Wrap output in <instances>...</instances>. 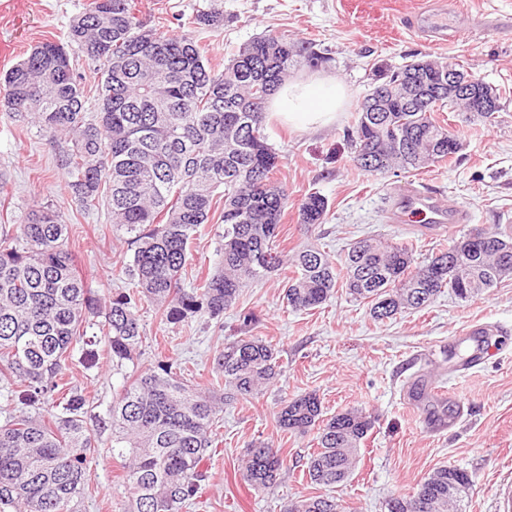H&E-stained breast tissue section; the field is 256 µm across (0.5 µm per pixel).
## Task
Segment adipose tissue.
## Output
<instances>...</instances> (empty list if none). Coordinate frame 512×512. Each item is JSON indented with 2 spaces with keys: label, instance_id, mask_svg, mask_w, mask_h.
Masks as SVG:
<instances>
[{
  "label": "adipose tissue",
  "instance_id": "1",
  "mask_svg": "<svg viewBox=\"0 0 512 512\" xmlns=\"http://www.w3.org/2000/svg\"><path fill=\"white\" fill-rule=\"evenodd\" d=\"M345 100L340 82L317 76L281 85L269 101V116L296 129H318L335 121Z\"/></svg>",
  "mask_w": 512,
  "mask_h": 512
}]
</instances>
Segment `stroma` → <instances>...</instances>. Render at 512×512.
Here are the masks:
<instances>
[{"label": "stroma", "mask_w": 512, "mask_h": 512, "mask_svg": "<svg viewBox=\"0 0 512 512\" xmlns=\"http://www.w3.org/2000/svg\"><path fill=\"white\" fill-rule=\"evenodd\" d=\"M458 2L490 22L442 43L428 41L410 23L423 10L440 8L441 0H222L224 24L212 29L188 23L212 0H138V8L160 32L197 40L218 69L239 47L267 34H285L324 53L327 61L318 70L300 67L292 78L319 73L343 84L347 100L335 122L316 131L293 130L272 119L264 125L281 159L276 177L288 193L277 245L288 256L314 246L337 263L351 243L377 235L412 242L421 266L456 237L512 225V0ZM88 3L0 0V75L36 44L65 41L70 21ZM423 58L463 65L497 90L499 112L486 122L445 109L435 118L460 139L452 158L409 172L362 171L344 138L356 108L378 71ZM70 147L69 139L49 143L36 128L20 130L0 115V232L15 231L32 209L54 207L71 227L67 248L78 273L105 302L114 289L129 287L130 254L105 209L87 211L74 199L59 165ZM396 184L437 193L442 203L468 210L469 222L450 234L417 222L388 223L386 190ZM314 191L329 207L324 223L308 228L299 224L298 209ZM223 232L220 224L201 225L187 281L217 269ZM284 278L278 271L252 283L218 320L199 313L170 324L154 307L142 306L143 344L133 361L118 368L97 338L98 326H87V341L75 346L64 376L69 391L86 398L85 425L100 446L81 512L131 507L127 463L112 453L108 424L125 377L166 356L181 363L188 384L211 389L225 343L243 336L270 342L279 352L280 373L254 397L225 405L198 494L184 512H283L291 500L326 493L342 512H386L388 499L414 494L442 466L460 467L471 478L462 512H500L502 494L512 488V276L470 300L444 292L425 308L384 321L373 320L368 303L343 288L316 309L293 311L283 298ZM473 323L492 329V353L461 371L448 345ZM412 378L445 386L447 398L411 400L406 385ZM310 391L319 395L325 416L357 409L374 421L353 474L330 490L303 475L317 430L290 434L276 423L283 401ZM259 441L279 447L283 459L280 480L262 492L249 486L243 469L248 448Z\"/></svg>", "instance_id": "obj_1"}]
</instances>
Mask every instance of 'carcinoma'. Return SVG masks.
Returning a JSON list of instances; mask_svg holds the SVG:
<instances>
[{"label":"carcinoma","instance_id":"cac0c4a2","mask_svg":"<svg viewBox=\"0 0 512 512\" xmlns=\"http://www.w3.org/2000/svg\"><path fill=\"white\" fill-rule=\"evenodd\" d=\"M223 23L221 0L193 20L199 28ZM73 45L99 64L94 117L72 69L67 47ZM326 60L285 35H263L216 70L194 40L148 27L135 0H90L66 42L37 45L4 74L0 110L30 117L50 142L70 137L72 148L61 159L69 186L83 208L105 207L128 235L133 286L113 292L100 312L66 247L69 225L49 205L25 216L21 241L0 237V384L30 405L60 409L48 420L22 413L0 426V512H76L86 493L97 449L84 425L85 401L65 393L63 371L87 318L104 314L100 329L119 365L142 346L139 305L155 306L169 323L202 311L219 318L242 288L283 267L276 238L287 195L274 178L279 155L264 134L266 103L293 69ZM432 82L421 60L377 75L370 93L384 91L391 110L368 112L365 97L346 132L360 169H419L458 153V137L433 113L448 106L467 111L466 100L445 93L424 110L404 106L414 94H430ZM217 197L223 200L222 269L186 288L191 241L215 214ZM327 210V198L311 192L298 221L321 224ZM505 247L512 251V226L498 225L461 236L415 270L409 242L359 239L339 266L309 247L291 259L284 298L294 311L311 310L341 282L354 299L368 301L373 319H390L426 307L445 288L466 300L496 287L512 274ZM217 365L221 400L185 384L166 357L113 400L112 451L130 460L132 512H182L198 493L223 403L257 394L280 368L272 344L252 336L224 344ZM277 419L291 434L319 427L304 474L328 488L349 478L373 427L355 411L323 418L314 392L288 400ZM281 466V449L261 442L248 449L245 478L263 491L276 484ZM469 488L467 471L442 467L420 485L417 512H459ZM414 497L389 499L387 512H404ZM284 512H338V505L318 495L292 501Z\"/></svg>","mask_w":512,"mask_h":512}]
</instances>
